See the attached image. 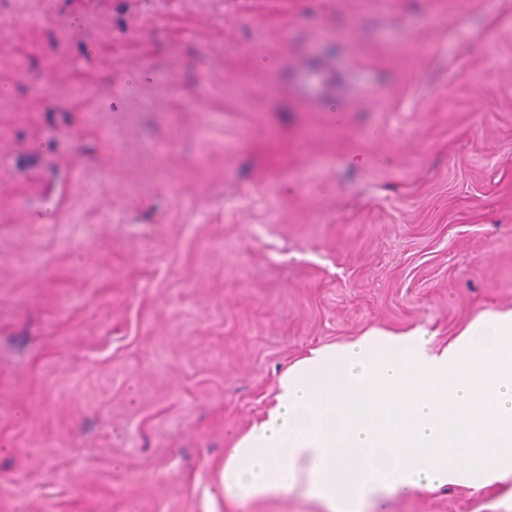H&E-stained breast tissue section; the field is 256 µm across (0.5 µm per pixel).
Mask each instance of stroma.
Instances as JSON below:
<instances>
[{
	"mask_svg": "<svg viewBox=\"0 0 512 512\" xmlns=\"http://www.w3.org/2000/svg\"><path fill=\"white\" fill-rule=\"evenodd\" d=\"M2 12L0 512H320L225 500L224 451L310 348L512 309V0ZM298 58L345 94L311 108Z\"/></svg>",
	"mask_w": 512,
	"mask_h": 512,
	"instance_id": "stroma-1",
	"label": "stroma"
}]
</instances>
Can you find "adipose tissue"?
I'll return each mask as SVG.
<instances>
[{
	"label": "adipose tissue",
	"mask_w": 512,
	"mask_h": 512,
	"mask_svg": "<svg viewBox=\"0 0 512 512\" xmlns=\"http://www.w3.org/2000/svg\"><path fill=\"white\" fill-rule=\"evenodd\" d=\"M220 480L232 502L293 492L324 512L512 482V310L481 312L438 352L419 329L311 349L228 449Z\"/></svg>",
	"instance_id": "obj_1"
}]
</instances>
